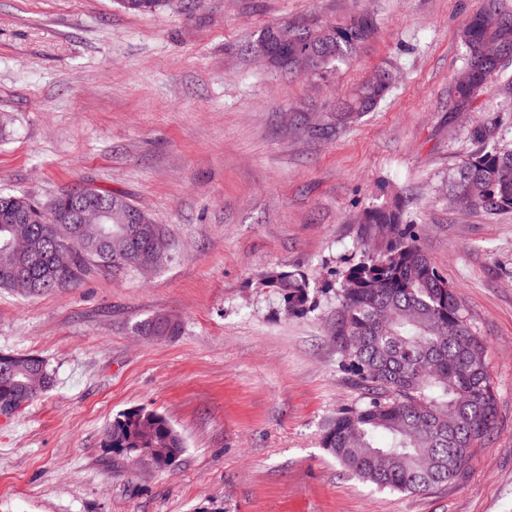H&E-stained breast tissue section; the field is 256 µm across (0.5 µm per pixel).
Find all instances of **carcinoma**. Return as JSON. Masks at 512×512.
Returning <instances> with one entry per match:
<instances>
[{
    "label": "carcinoma",
    "instance_id": "1",
    "mask_svg": "<svg viewBox=\"0 0 512 512\" xmlns=\"http://www.w3.org/2000/svg\"><path fill=\"white\" fill-rule=\"evenodd\" d=\"M125 11H162L172 0H118ZM288 45L278 46L286 74L326 77L353 58L374 36L375 20L351 16L332 29L317 22H285ZM470 82L455 84V109H471L491 80L512 63V4L484 0L460 31ZM393 75L380 69L354 96L337 102L336 126L373 111L391 88ZM498 118L485 114L471 125L476 149L457 166L448 184V199L460 198L488 213L512 210V147L497 142ZM110 212L101 225L106 237L99 252L72 244L73 262L53 272L55 249L67 241L66 224L44 231L46 207L66 210L71 197L62 191L44 205L25 193L0 191V289L13 290L23 270L36 287L35 297L48 295L92 271L138 270L141 263L159 267L172 255L165 229L153 223L127 197L91 187ZM29 210L33 221L24 228L28 249L21 255L7 246L12 237L6 204ZM362 245L373 243L342 273L336 288L331 336L340 367L367 391L368 402L346 408L329 423L322 445L341 465L362 480L400 492H425L461 475L468 448L483 442L496 424L497 404L487 364L486 345L476 334L457 298L421 243L418 225L408 220L404 203L366 209L359 217ZM260 285L280 297L294 316L314 304L310 283L302 273L271 270ZM141 336L179 334L180 324L161 315L138 324ZM54 382L40 357L20 355L8 365L0 361V409L14 415ZM104 445L134 455L140 448H161L162 465L183 453L180 433L156 411H125L109 424Z\"/></svg>",
    "mask_w": 512,
    "mask_h": 512
}]
</instances>
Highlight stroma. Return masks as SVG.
<instances>
[{
  "label": "stroma",
  "mask_w": 512,
  "mask_h": 512,
  "mask_svg": "<svg viewBox=\"0 0 512 512\" xmlns=\"http://www.w3.org/2000/svg\"><path fill=\"white\" fill-rule=\"evenodd\" d=\"M483 0H203L153 15L117 0H0V190L49 202L84 184L165 225L176 255L152 273L94 272L60 292L0 290V352L45 359L54 385L0 417V512H512V211L448 202L493 112L512 145V95L454 109L459 30ZM372 12L366 49L328 78L245 53L286 21ZM381 66L397 81L329 138L336 98ZM409 201L426 252L487 344L498 418L461 477L423 493L379 489L322 446L364 404L329 317L360 257L363 209ZM310 279L313 310L283 313L268 270ZM164 315L179 336L146 339ZM180 432L167 469L103 445L123 411ZM166 316L157 315L141 321L138 324L137 332L141 336H178L180 324L176 321L171 322L165 319Z\"/></svg>",
  "instance_id": "35a3bbf8"
}]
</instances>
